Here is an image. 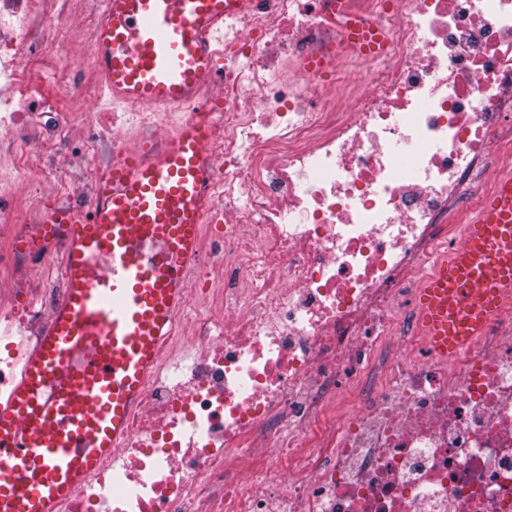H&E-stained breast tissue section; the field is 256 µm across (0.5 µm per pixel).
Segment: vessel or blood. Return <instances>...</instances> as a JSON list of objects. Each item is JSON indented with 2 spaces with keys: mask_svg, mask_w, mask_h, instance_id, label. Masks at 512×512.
I'll return each instance as SVG.
<instances>
[{
  "mask_svg": "<svg viewBox=\"0 0 512 512\" xmlns=\"http://www.w3.org/2000/svg\"><path fill=\"white\" fill-rule=\"evenodd\" d=\"M252 0H102L95 62L113 99L153 108L193 104L153 160L104 175L85 214L45 205L47 233L66 225V298L24 357L0 402V512H59L71 491L112 457L155 368L159 343L187 303L199 226L211 203L206 177L214 79L205 38ZM104 255L106 269L94 260ZM432 352L471 348L512 307V174L500 176L464 241L416 295Z\"/></svg>",
  "mask_w": 512,
  "mask_h": 512,
  "instance_id": "obj_1",
  "label": "vessel or blood"
}]
</instances>
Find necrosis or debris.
I'll return each instance as SVG.
<instances>
[{
	"instance_id": "necrosis-or-debris-1",
	"label": "necrosis or debris",
	"mask_w": 512,
	"mask_h": 512,
	"mask_svg": "<svg viewBox=\"0 0 512 512\" xmlns=\"http://www.w3.org/2000/svg\"><path fill=\"white\" fill-rule=\"evenodd\" d=\"M97 0H0V147L14 172L75 162L89 191L54 184L60 209L98 202L104 173L166 143L163 114L95 109L93 51L75 20ZM214 199L188 302L133 407L119 466L62 512H512V311L454 364L415 362L416 311L398 299L461 241L449 199L476 209L512 142V0H259L224 18L212 49ZM86 109L74 112L72 100ZM12 182L0 181V401L21 370L13 334L40 336L66 292ZM193 363L173 375L171 350ZM390 349L392 382L369 385ZM356 409L334 418L342 382ZM292 426H285V418Z\"/></svg>"
}]
</instances>
